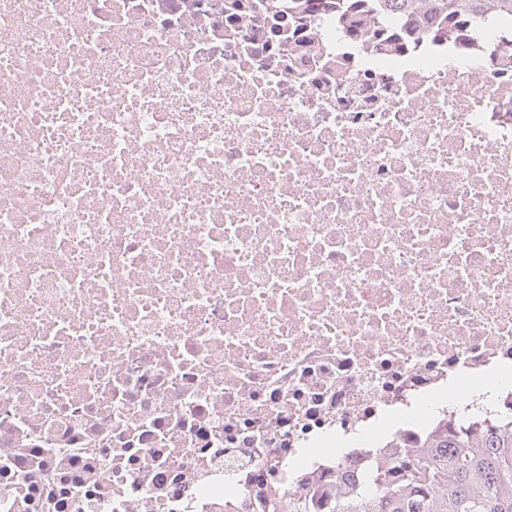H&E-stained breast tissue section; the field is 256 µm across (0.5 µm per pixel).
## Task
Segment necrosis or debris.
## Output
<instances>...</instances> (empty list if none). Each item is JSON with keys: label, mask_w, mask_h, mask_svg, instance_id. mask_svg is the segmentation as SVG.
I'll return each mask as SVG.
<instances>
[{"label": "necrosis or debris", "mask_w": 512, "mask_h": 512, "mask_svg": "<svg viewBox=\"0 0 512 512\" xmlns=\"http://www.w3.org/2000/svg\"><path fill=\"white\" fill-rule=\"evenodd\" d=\"M0 0V512H262L512 415V55L335 0Z\"/></svg>", "instance_id": "necrosis-or-debris-1"}]
</instances>
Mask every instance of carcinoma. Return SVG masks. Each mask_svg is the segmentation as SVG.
I'll return each instance as SVG.
<instances>
[{
  "mask_svg": "<svg viewBox=\"0 0 512 512\" xmlns=\"http://www.w3.org/2000/svg\"><path fill=\"white\" fill-rule=\"evenodd\" d=\"M487 0H374L407 16L425 11L436 36H459ZM427 450H409L377 465L348 491L320 503L324 512H512V428L501 421L481 429L436 430ZM268 512H315L311 501L293 499L287 509L271 499Z\"/></svg>",
  "mask_w": 512,
  "mask_h": 512,
  "instance_id": "obj_1",
  "label": "carcinoma"
}]
</instances>
